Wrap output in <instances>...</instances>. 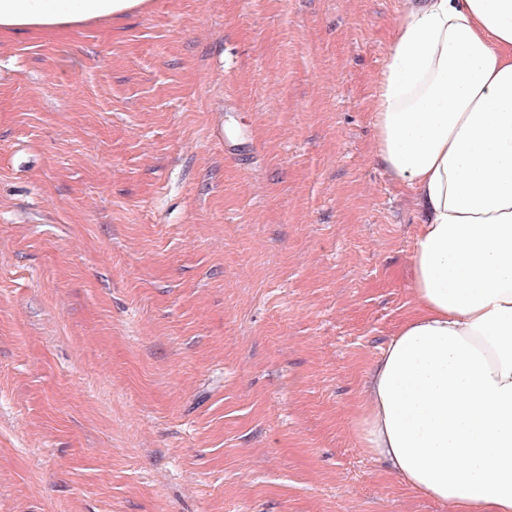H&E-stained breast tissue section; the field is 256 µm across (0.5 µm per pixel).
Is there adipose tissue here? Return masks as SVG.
<instances>
[{
	"mask_svg": "<svg viewBox=\"0 0 512 512\" xmlns=\"http://www.w3.org/2000/svg\"><path fill=\"white\" fill-rule=\"evenodd\" d=\"M145 0H0V34ZM376 155L417 195L414 307L364 378L365 450L451 512H512V0H408L376 82Z\"/></svg>",
	"mask_w": 512,
	"mask_h": 512,
	"instance_id": "adipose-tissue-1",
	"label": "adipose tissue"
}]
</instances>
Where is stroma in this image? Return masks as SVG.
I'll use <instances>...</instances> for the list:
<instances>
[{"label": "stroma", "mask_w": 512, "mask_h": 512, "mask_svg": "<svg viewBox=\"0 0 512 512\" xmlns=\"http://www.w3.org/2000/svg\"><path fill=\"white\" fill-rule=\"evenodd\" d=\"M404 0H147L0 36V512H450L362 448L423 219Z\"/></svg>", "instance_id": "35a3bbf8"}]
</instances>
